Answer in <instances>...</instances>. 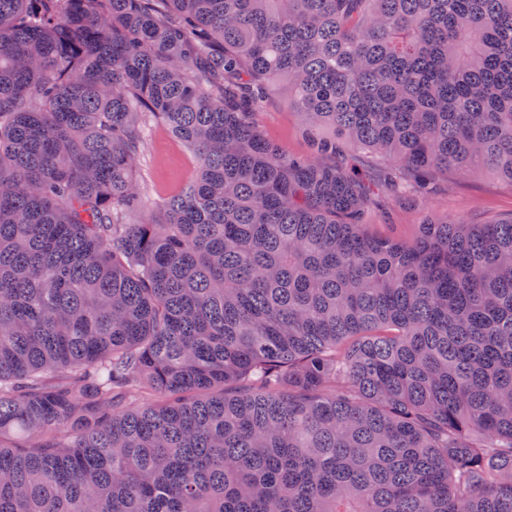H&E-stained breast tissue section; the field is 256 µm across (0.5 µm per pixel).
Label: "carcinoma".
Returning a JSON list of instances; mask_svg holds the SVG:
<instances>
[{
	"label": "carcinoma",
	"instance_id": "obj_1",
	"mask_svg": "<svg viewBox=\"0 0 512 512\" xmlns=\"http://www.w3.org/2000/svg\"><path fill=\"white\" fill-rule=\"evenodd\" d=\"M448 168L512 185V0H0V512H512V218L364 222ZM256 126L268 137L292 153H305L306 143L300 136L298 114L288 102L284 91L269 92L253 116ZM197 164L194 151L162 126H155L137 159L140 186L149 205L185 186Z\"/></svg>",
	"mask_w": 512,
	"mask_h": 512
}]
</instances>
